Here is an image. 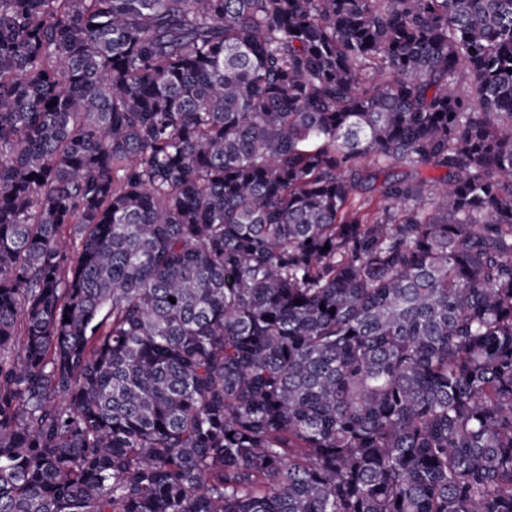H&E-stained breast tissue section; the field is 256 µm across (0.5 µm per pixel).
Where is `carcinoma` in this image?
<instances>
[{"mask_svg": "<svg viewBox=\"0 0 512 512\" xmlns=\"http://www.w3.org/2000/svg\"><path fill=\"white\" fill-rule=\"evenodd\" d=\"M0 512H512V0H0Z\"/></svg>", "mask_w": 512, "mask_h": 512, "instance_id": "1", "label": "carcinoma"}]
</instances>
